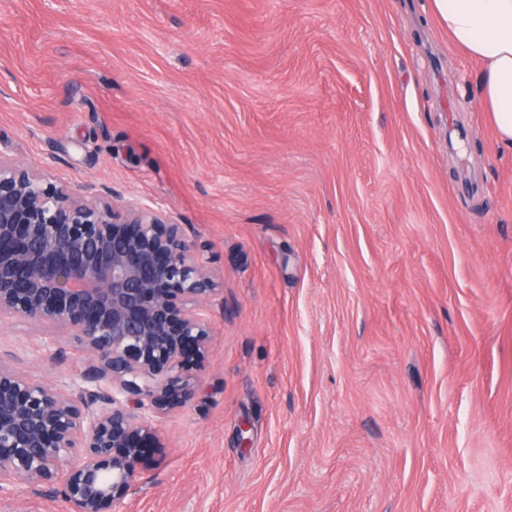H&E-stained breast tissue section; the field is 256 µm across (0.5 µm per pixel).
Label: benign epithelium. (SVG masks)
I'll list each match as a JSON object with an SVG mask.
<instances>
[{
  "instance_id": "benign-epithelium-1",
  "label": "benign epithelium",
  "mask_w": 512,
  "mask_h": 512,
  "mask_svg": "<svg viewBox=\"0 0 512 512\" xmlns=\"http://www.w3.org/2000/svg\"><path fill=\"white\" fill-rule=\"evenodd\" d=\"M216 290L207 258L158 203L75 197L0 155V317L76 339L80 382L0 360V501L25 486L68 512H122L155 418L193 398Z\"/></svg>"
}]
</instances>
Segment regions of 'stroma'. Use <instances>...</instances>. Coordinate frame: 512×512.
Masks as SVG:
<instances>
[{
    "label": "stroma",
    "mask_w": 512,
    "mask_h": 512,
    "mask_svg": "<svg viewBox=\"0 0 512 512\" xmlns=\"http://www.w3.org/2000/svg\"><path fill=\"white\" fill-rule=\"evenodd\" d=\"M430 0H0V154L209 261L124 512H512V151ZM0 359L92 364L0 320Z\"/></svg>",
    "instance_id": "obj_1"
}]
</instances>
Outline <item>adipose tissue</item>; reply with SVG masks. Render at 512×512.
<instances>
[{
  "label": "adipose tissue",
  "instance_id": "1",
  "mask_svg": "<svg viewBox=\"0 0 512 512\" xmlns=\"http://www.w3.org/2000/svg\"><path fill=\"white\" fill-rule=\"evenodd\" d=\"M449 42L480 63L476 83L500 144L512 147V0H432Z\"/></svg>",
  "mask_w": 512,
  "mask_h": 512
}]
</instances>
